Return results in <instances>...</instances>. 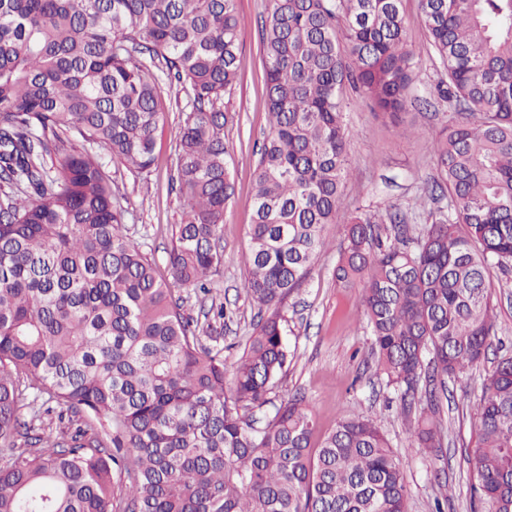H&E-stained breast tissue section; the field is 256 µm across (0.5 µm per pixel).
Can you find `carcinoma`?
<instances>
[{"instance_id": "cac0c4a2", "label": "carcinoma", "mask_w": 512, "mask_h": 512, "mask_svg": "<svg viewBox=\"0 0 512 512\" xmlns=\"http://www.w3.org/2000/svg\"><path fill=\"white\" fill-rule=\"evenodd\" d=\"M237 2L0 0V512H407L377 419L342 417L314 447L304 398H270L288 370L282 309L342 204L345 112L360 101L396 121L411 103L402 0H271L243 281L259 320L228 386L171 284L208 294L221 264ZM419 8L454 107L428 190L448 204L419 228L390 209L355 216L336 282L361 289L375 371L405 418L423 404L409 447L434 451L448 382L496 332L490 272L512 270V0ZM156 64L190 97L169 282L127 236L94 151L153 167ZM54 412L77 427L40 431ZM474 416L475 495L485 512H512V355Z\"/></svg>"}]
</instances>
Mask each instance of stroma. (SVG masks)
Returning a JSON list of instances; mask_svg holds the SVG:
<instances>
[{
	"label": "stroma",
	"instance_id": "1",
	"mask_svg": "<svg viewBox=\"0 0 512 512\" xmlns=\"http://www.w3.org/2000/svg\"><path fill=\"white\" fill-rule=\"evenodd\" d=\"M269 10L270 0H238L240 79L230 95V117L224 126L234 193L224 208L220 271L212 278L208 297L181 287L174 290L185 315L202 328L203 345L223 349L229 373L252 334L255 314L242 281L253 218L254 172L268 130L262 30ZM402 13L406 41L417 55L420 70L415 99L396 125L361 102L347 114L349 176L344 200L335 224L325 233L309 278L283 310L293 358L273 398L281 402L295 395L304 397L319 438L341 416L376 417L399 456L408 485V512H435L436 499L443 494L448 497L445 512H473L472 469L465 452L474 446V405L482 383L501 347L512 349V273H491L501 344L491 347L485 360L467 375L449 382L441 410L443 448L438 454L409 447L400 396L374 373L360 291L341 287L335 278L343 227L356 207L380 211L389 206L413 207L435 175L432 145L451 114L448 103L435 91L444 69L427 50L418 0H402ZM187 103L186 90L164 89L165 114L155 134L157 165L151 173L132 172L113 162L107 165L123 196L130 238L154 260L163 277L168 274L172 228L180 221L171 178L176 169L174 131L188 110ZM214 302L224 304L228 318L220 322L207 318Z\"/></svg>",
	"mask_w": 512,
	"mask_h": 512
}]
</instances>
